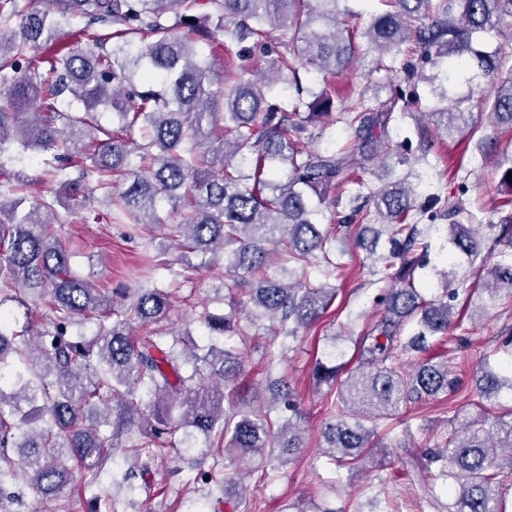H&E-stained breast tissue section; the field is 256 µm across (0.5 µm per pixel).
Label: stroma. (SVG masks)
Here are the masks:
<instances>
[{"label":"stroma","mask_w":512,"mask_h":512,"mask_svg":"<svg viewBox=\"0 0 512 512\" xmlns=\"http://www.w3.org/2000/svg\"><path fill=\"white\" fill-rule=\"evenodd\" d=\"M417 59L397 56L389 61L386 70L376 72L370 59H357L352 66L335 78L336 99L345 103L364 89L377 83H393L405 93H425V85L412 74L419 68ZM421 113L406 116L402 124V137L410 140L407 151L410 166L427 172L431 180L421 186L416 204L422 209L421 223H429L431 208L428 194L454 195L462 198L464 212L458 216L461 223L477 217L481 223L496 224L502 217L496 208L499 194L496 190L497 171L484 155L477 139L448 136L434 132L430 151L417 146V128L428 125ZM161 224H80L71 213L70 206H57L54 219L62 242L73 254L72 262L81 272L91 275L101 288H139L153 285L171 293V307L162 327L167 331L191 332L200 335L201 325L196 321L192 305L204 290L221 278L223 266L187 269L177 259V251L168 254V265L157 263L155 244L169 233L170 225L180 223V209L165 207ZM341 261L342 277L336 278V298L325 315L313 326L301 330L294 339L262 336L247 339L245 345L246 386L257 393H264L266 370L262 347L274 344L282 353L278 374L288 377L294 386L300 406L306 414L304 422L306 446L294 460L278 470L269 482H259L257 476L246 477L240 488L249 512H283L288 505L298 502L322 501L330 498L333 506L343 512H361L369 497L376 493L379 480H386V490L398 512H442L450 497L440 485H431L421 476L424 448L442 442L450 427L455 405L472 399L474 379L483 362L499 365L504 359V343H512V300H502L485 317L475 318L473 313L463 316L465 342L448 343V363L455 375L462 380V389L456 396L437 401H427L419 406L417 414L431 427L430 434L415 435L409 447H395L402 438L404 426L398 418L384 421L387 440L392 447L387 456L390 464L385 469L372 466L351 473L335 467L321 452L324 444L321 426L331 417L334 397L324 390L315 389L311 369L316 358L321 357L329 339L342 330L360 336L366 328V312L374 311L376 286L372 285L369 262L362 251L346 252ZM217 457L212 449L201 448L193 454L170 455L167 464L148 475L147 480L163 487V498L146 494L134 497L113 496L112 481L122 477L132 460L125 449L111 453L97 480L77 479L74 488L63 497L46 501L32 491H24L13 512H91L96 499L115 498L118 512H196L203 502L208 487L197 484L195 491H187L186 477L210 470ZM336 483L335 494H328L324 483Z\"/></svg>","instance_id":"stroma-1"}]
</instances>
